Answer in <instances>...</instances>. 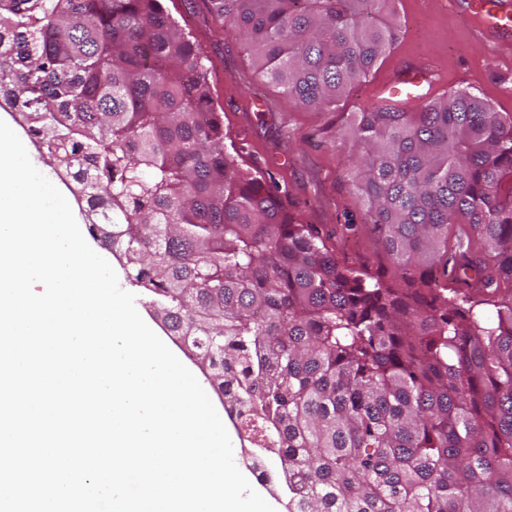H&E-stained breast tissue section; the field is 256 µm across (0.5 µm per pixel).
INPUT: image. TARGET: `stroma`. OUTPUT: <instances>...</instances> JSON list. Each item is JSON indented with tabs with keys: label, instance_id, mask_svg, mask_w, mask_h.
Wrapping results in <instances>:
<instances>
[{
	"label": "stroma",
	"instance_id": "obj_1",
	"mask_svg": "<svg viewBox=\"0 0 512 512\" xmlns=\"http://www.w3.org/2000/svg\"><path fill=\"white\" fill-rule=\"evenodd\" d=\"M177 21L196 41L209 69L215 107L248 164L271 176L287 193L288 207L306 224L320 225L337 240L342 259L362 256L385 277L395 268L382 251L377 234L367 227V206L354 187L352 158L358 149L350 135L355 113L371 111L377 99L363 83L338 103L335 111L304 110L269 84L258 72L248 44L211 12L209 0H164ZM402 20L405 51L436 58L445 73L466 69L465 91L512 114V95L494 73L495 62L464 25L430 0H395ZM5 121L24 143L30 159L63 193L78 224L87 219L70 187L38 153L13 109L0 106Z\"/></svg>",
	"mask_w": 512,
	"mask_h": 512
}]
</instances>
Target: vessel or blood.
Here are the masks:
<instances>
[{
	"mask_svg": "<svg viewBox=\"0 0 512 512\" xmlns=\"http://www.w3.org/2000/svg\"><path fill=\"white\" fill-rule=\"evenodd\" d=\"M458 15L469 37L483 44L506 69H512V0H437ZM442 86L437 65L426 58L402 60L389 78L379 85V95L415 107Z\"/></svg>",
	"mask_w": 512,
	"mask_h": 512,
	"instance_id": "1",
	"label": "vessel or blood"
}]
</instances>
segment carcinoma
Segmentation results:
<instances>
[{"label":"carcinoma","mask_w":512,"mask_h":512,"mask_svg":"<svg viewBox=\"0 0 512 512\" xmlns=\"http://www.w3.org/2000/svg\"><path fill=\"white\" fill-rule=\"evenodd\" d=\"M259 73L325 110L377 67L393 0H210ZM0 97L80 186L288 512H512V117L456 91L357 113L356 189L408 293L244 163L163 0H0Z\"/></svg>","instance_id":"obj_1"}]
</instances>
